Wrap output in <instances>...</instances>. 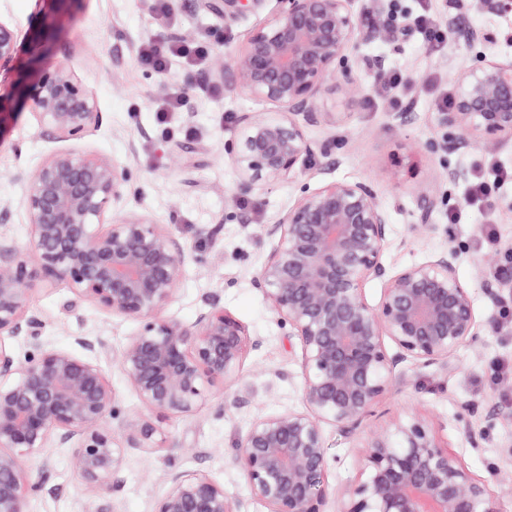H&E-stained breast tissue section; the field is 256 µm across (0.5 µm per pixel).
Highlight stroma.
<instances>
[{"instance_id": "35a3bbf8", "label": "stroma", "mask_w": 512, "mask_h": 512, "mask_svg": "<svg viewBox=\"0 0 512 512\" xmlns=\"http://www.w3.org/2000/svg\"><path fill=\"white\" fill-rule=\"evenodd\" d=\"M275 7L276 0H265L258 11L228 22L204 0H167L164 15L154 0H0V15L13 20L21 46L16 59L0 68V93L11 95L19 76L67 65L94 91L103 115L84 147L119 162L128 175L113 215L149 217L185 245L178 291L164 317L193 324L210 299L260 342L249 351L231 389L213 387L195 415L173 416L143 405L117 361L142 319L87 302L72 304L67 284L36 279L30 306L45 326L38 341L12 339L15 358H27L39 344L72 350L79 337L103 340L108 352L101 364L118 409L114 435H124L127 420L141 419L161 430L166 445L129 449L109 491L99 497L85 493L70 449H44L30 463L32 479L40 484L30 498V512H101L108 502L114 512H153L174 472L211 476L242 500L247 512H266L250 497L237 444L256 417L302 409L300 345L290 342L287 326L253 288L252 277L271 249L262 225L274 223L302 185L317 186L324 168L337 179L374 186L390 218L384 250L390 268L457 247V273L472 289L478 317L498 320L496 329L457 349L453 374L400 364L402 381L374 404L357 436L326 427L328 485L342 491L355 484L365 464V439L386 431L396 417L415 415L440 446L487 483L502 512H512V417L503 414L512 408V322L499 319L498 307L485 292L489 284L499 288L512 310V183L501 187L493 212L462 206L467 176L482 165L485 154L450 145L436 114L437 88L449 84L450 72L512 57V10L480 9L473 0H430L429 9L451 32L447 48L432 54L409 24L420 0H355L363 19L381 11L397 26L393 36L363 43L352 59L366 97L353 102L340 91L323 95L324 119L308 127L307 135L326 142L327 152L308 158L295 177L241 197L224 143L239 138L240 115L268 106L225 86L215 60L241 48ZM176 33L189 44L207 45L209 58L199 70L172 61L164 80L189 92L184 111L165 125L154 110L163 96L162 79L138 64L137 51ZM391 71L407 77L399 111L383 105L376 91L377 75ZM430 140L442 144V151H421V143ZM62 147V141L39 129L31 103L15 105L11 120L0 126V203L13 204L16 211L11 223L0 224V236L20 244L28 240L30 226L17 208L20 174ZM452 170L461 171V178L449 180ZM425 194L434 196L437 206L431 232L421 236L411 226L419 221ZM453 210L460 211V223H449ZM491 213L498 242L486 247L480 238Z\"/></svg>"}]
</instances>
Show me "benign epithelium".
Segmentation results:
<instances>
[{
    "instance_id": "1",
    "label": "benign epithelium",
    "mask_w": 512,
    "mask_h": 512,
    "mask_svg": "<svg viewBox=\"0 0 512 512\" xmlns=\"http://www.w3.org/2000/svg\"><path fill=\"white\" fill-rule=\"evenodd\" d=\"M234 20L265 0H207ZM279 7L222 66L224 82L278 108L244 114L241 136L224 145L238 191L284 181L299 162L325 151L304 125L319 122V95L341 77L347 95L364 91L351 54L365 33L351 0H278ZM18 52L17 29L0 18V64ZM456 94L437 113L448 138L482 150L512 144V59L455 76ZM32 99L38 125L72 147L56 150L20 175V207L30 225L24 245L0 238V512H28L37 484L27 459L45 448H69L85 490L108 485L122 447L162 448L150 422L128 425L125 444L112 434L116 400L98 353V340H77L88 352L38 347L15 362L9 340L41 335L44 321L30 309L38 275L63 281L75 300L145 323L118 355L141 402L191 416L207 391L231 387L248 350L245 326L207 300L194 324L161 317L175 297L184 247L145 217L112 219V202L127 182L120 163L78 146L102 122L94 92L72 70L35 73L16 97ZM389 215L374 188L321 172L296 201L262 228L274 242L252 277L288 335L301 346L304 409L257 417L238 443V464L250 495L269 512H326L329 499L324 427L358 433L371 407L399 380L398 365H438L478 336L471 288L456 273L455 247L399 270L384 263ZM383 281L376 303L363 292ZM395 345L389 353L385 340ZM365 467L347 490L344 512H500L487 485L442 449L415 416L398 417L362 447ZM170 490L154 512H244L224 485L203 474L170 475Z\"/></svg>"
}]
</instances>
